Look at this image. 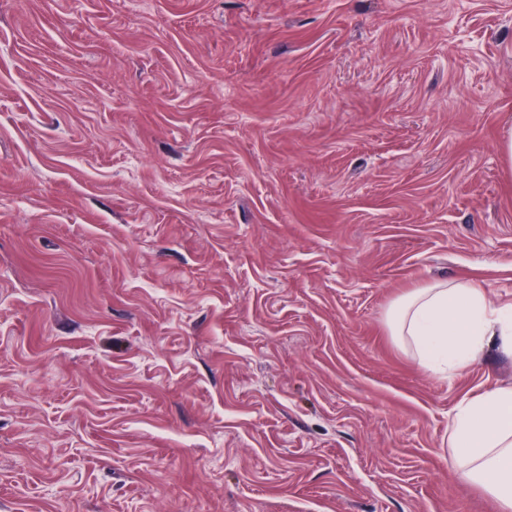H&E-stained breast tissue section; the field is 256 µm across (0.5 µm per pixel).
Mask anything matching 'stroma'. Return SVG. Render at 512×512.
Returning <instances> with one entry per match:
<instances>
[{
	"label": "stroma",
	"instance_id": "1",
	"mask_svg": "<svg viewBox=\"0 0 512 512\" xmlns=\"http://www.w3.org/2000/svg\"><path fill=\"white\" fill-rule=\"evenodd\" d=\"M512 0H0V512H500L388 307L512 302Z\"/></svg>",
	"mask_w": 512,
	"mask_h": 512
}]
</instances>
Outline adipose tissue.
Listing matches in <instances>:
<instances>
[{
	"label": "adipose tissue",
	"instance_id": "ef3b65f1",
	"mask_svg": "<svg viewBox=\"0 0 512 512\" xmlns=\"http://www.w3.org/2000/svg\"><path fill=\"white\" fill-rule=\"evenodd\" d=\"M392 336L431 370L477 362L488 347L512 354V302L492 304L473 282L417 288L387 313ZM458 479L483 485L512 512V388L496 387L458 405L449 426Z\"/></svg>",
	"mask_w": 512,
	"mask_h": 512
}]
</instances>
